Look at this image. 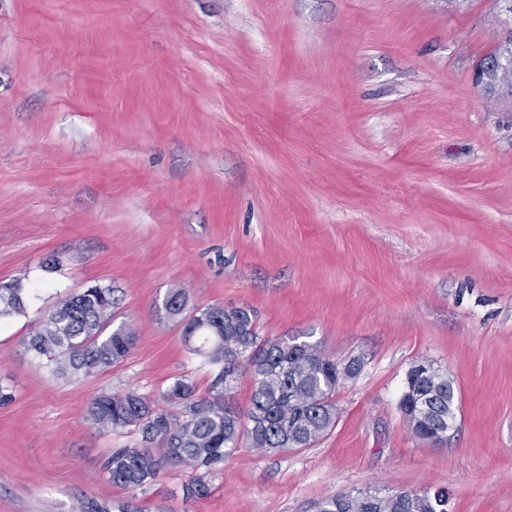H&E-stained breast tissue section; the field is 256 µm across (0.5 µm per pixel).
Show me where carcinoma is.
Returning <instances> with one entry per match:
<instances>
[{"mask_svg":"<svg viewBox=\"0 0 512 512\" xmlns=\"http://www.w3.org/2000/svg\"><path fill=\"white\" fill-rule=\"evenodd\" d=\"M487 89L512 97V71L490 76ZM115 289L93 284L59 299L38 318L26 345L46 359L54 373L89 377L120 363L138 340L133 325L115 323ZM164 314L183 324L188 349L215 369L206 395L195 382L180 375L161 391L160 400L135 391L102 393L88 406L87 420L102 432L136 428L145 446L117 448L106 462L112 484L133 491L151 486L169 465L185 463L195 469L183 487L187 499L207 497L223 472L224 458L248 438L264 452L309 448L336 422L333 397L341 377L359 371L355 363L340 372L319 343L300 336L262 341L254 314L247 307L194 308L187 311L186 292L170 289ZM27 311V294L20 280L0 283V320ZM430 374L417 380L407 371L398 408L411 434L419 441H448L456 428V385L447 372L429 360ZM247 365L253 393L248 410L230 401L236 375ZM175 404L171 412L159 402ZM448 493L368 488L322 499L317 512H447ZM85 512H142L135 498L100 503L89 500Z\"/></svg>","mask_w":512,"mask_h":512,"instance_id":"carcinoma-1","label":"carcinoma"}]
</instances>
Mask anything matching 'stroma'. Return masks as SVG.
<instances>
[{"label": "stroma", "instance_id": "1", "mask_svg": "<svg viewBox=\"0 0 512 512\" xmlns=\"http://www.w3.org/2000/svg\"><path fill=\"white\" fill-rule=\"evenodd\" d=\"M503 18L500 0H0V281L30 294L0 321V512L128 497L104 464L141 436L91 427V400L214 375L161 316L172 288L362 369L313 446L241 443L202 499L168 468L144 512H316L367 488L512 512V99L474 80ZM93 283L138 341L55 376L30 324ZM423 358L457 387L439 447L398 410Z\"/></svg>", "mask_w": 512, "mask_h": 512}]
</instances>
